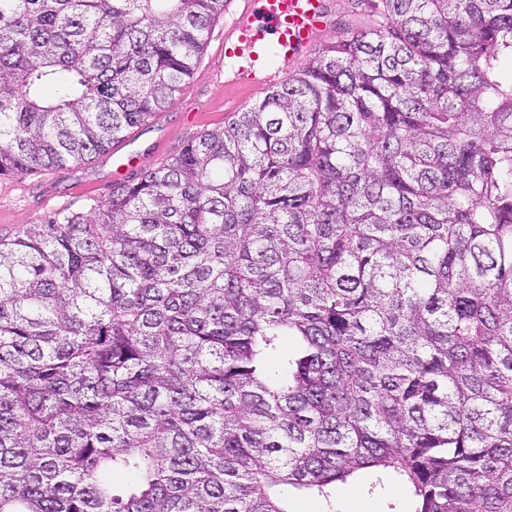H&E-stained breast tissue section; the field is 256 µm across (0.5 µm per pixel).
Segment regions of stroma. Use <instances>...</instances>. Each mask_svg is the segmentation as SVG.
Segmentation results:
<instances>
[{"label": "stroma", "instance_id": "obj_1", "mask_svg": "<svg viewBox=\"0 0 512 512\" xmlns=\"http://www.w3.org/2000/svg\"><path fill=\"white\" fill-rule=\"evenodd\" d=\"M328 25L313 46L334 42L343 32L365 26L380 10V0H327ZM224 57V23L216 21L208 35L193 76L168 106L145 124L131 128L124 138L88 161L52 172L0 180V234L10 235L24 225L42 221L70 208L86 211L104 204L114 185L141 171L159 167L205 132L223 129L226 116L262 98L259 90L239 91L217 76L228 68ZM366 477L336 487L338 512H388L404 491L368 494Z\"/></svg>", "mask_w": 512, "mask_h": 512}]
</instances>
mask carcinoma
<instances>
[{"instance_id":"1","label":"carcinoma","mask_w":512,"mask_h":512,"mask_svg":"<svg viewBox=\"0 0 512 512\" xmlns=\"http://www.w3.org/2000/svg\"><path fill=\"white\" fill-rule=\"evenodd\" d=\"M381 4L105 204L0 234V512H291L360 473L512 512V0ZM222 14L0 0V176L146 123Z\"/></svg>"}]
</instances>
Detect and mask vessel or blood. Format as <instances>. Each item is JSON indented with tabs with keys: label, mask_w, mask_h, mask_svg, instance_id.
Returning a JSON list of instances; mask_svg holds the SVG:
<instances>
[{
	"label": "vessel or blood",
	"mask_w": 512,
	"mask_h": 512,
	"mask_svg": "<svg viewBox=\"0 0 512 512\" xmlns=\"http://www.w3.org/2000/svg\"><path fill=\"white\" fill-rule=\"evenodd\" d=\"M240 7L226 27L224 55L231 59L224 72L226 87L251 91L278 86L310 46L323 25V0H239ZM278 52L270 67L267 46Z\"/></svg>",
	"instance_id": "1"
}]
</instances>
